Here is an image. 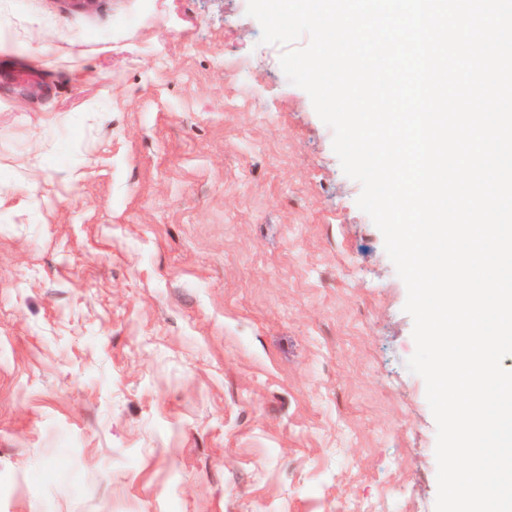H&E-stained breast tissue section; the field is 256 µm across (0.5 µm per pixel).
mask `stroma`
<instances>
[{
    "instance_id": "1",
    "label": "stroma",
    "mask_w": 512,
    "mask_h": 512,
    "mask_svg": "<svg viewBox=\"0 0 512 512\" xmlns=\"http://www.w3.org/2000/svg\"><path fill=\"white\" fill-rule=\"evenodd\" d=\"M248 0H0V512H435L407 298Z\"/></svg>"
}]
</instances>
